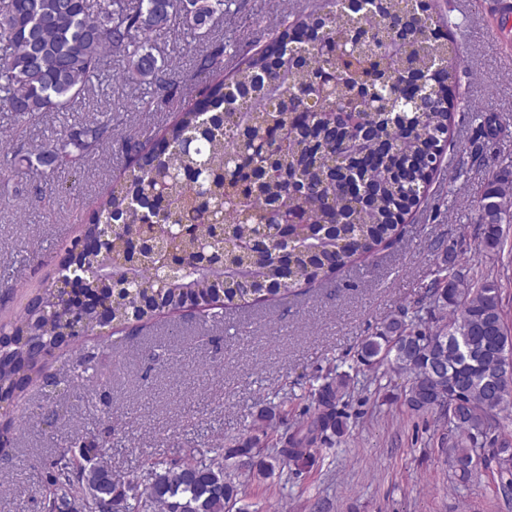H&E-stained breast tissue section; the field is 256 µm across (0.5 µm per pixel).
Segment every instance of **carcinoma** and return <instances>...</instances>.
Here are the masks:
<instances>
[{
	"label": "carcinoma",
	"mask_w": 512,
	"mask_h": 512,
	"mask_svg": "<svg viewBox=\"0 0 512 512\" xmlns=\"http://www.w3.org/2000/svg\"><path fill=\"white\" fill-rule=\"evenodd\" d=\"M226 0H0V109L19 118L63 112L91 82L174 86L179 75L156 39L177 25L201 46L224 20ZM327 11L283 19L224 72V51H199L215 79L155 143L120 134L126 165L106 186L83 238L58 277L36 294L0 347V400L23 393L40 361L69 336L123 333L138 322L192 309L218 323L223 310L282 301L334 278L392 244L443 166L453 110L456 47L425 0H327ZM125 62L110 71L112 57ZM93 122L53 143L14 151L32 168L76 163L108 140ZM480 251L504 250L512 223V171L494 176L473 205ZM154 234L158 248L134 257ZM224 255V268L195 264ZM425 297L441 316H391L360 344L354 374L315 389L306 424L284 436L272 459L298 463L315 444L347 430L344 397L355 374L385 364L402 378L394 397L413 413L448 423L454 468L512 407V377L494 378L491 354L505 323L501 286L463 272L446 252ZM280 422L258 410L255 434L228 450L248 460ZM107 441L55 451L43 468L53 512H230L239 488L224 455L157 459L143 474L117 476Z\"/></svg>",
	"instance_id": "cac0c4a2"
}]
</instances>
